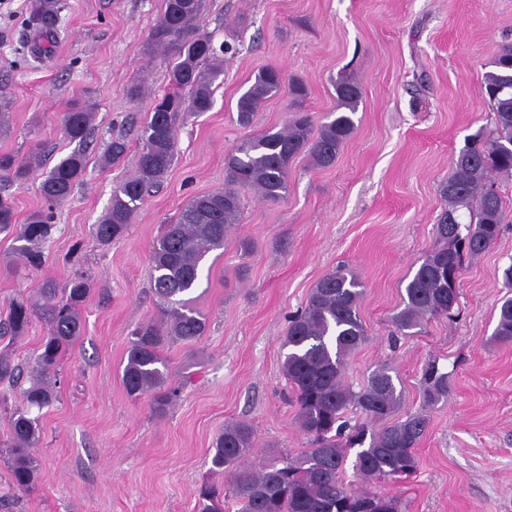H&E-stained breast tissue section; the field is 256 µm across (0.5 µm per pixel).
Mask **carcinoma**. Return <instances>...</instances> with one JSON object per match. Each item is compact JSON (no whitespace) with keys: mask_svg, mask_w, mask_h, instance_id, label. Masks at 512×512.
I'll use <instances>...</instances> for the list:
<instances>
[{"mask_svg":"<svg viewBox=\"0 0 512 512\" xmlns=\"http://www.w3.org/2000/svg\"><path fill=\"white\" fill-rule=\"evenodd\" d=\"M202 0H163V12L150 31L144 54L158 50L173 54L177 62L168 72L169 91L155 98L139 139L141 149L132 175L115 185L112 203L96 228L102 245L122 239L134 213L149 192L159 187L174 164L177 129L189 113L199 114L213 105V82L222 72L224 55L233 51L228 42L215 45L201 20ZM57 0H35L26 25L54 38ZM483 87L493 112L492 136L474 135L452 161V173L442 183L445 202L435 225L437 244L408 280L402 307L391 317L395 330L409 335L433 319L446 317L458 302L464 257L488 250L499 239L503 225L512 224L495 186L498 175L512 176V45L503 46L491 61ZM295 102L307 96L303 82L286 80L276 66H268L237 100V123L252 125L264 103L283 89ZM362 97L361 86L341 76L336 81V111L330 121L314 129L315 118L295 112L279 129H268L241 140L225 162L224 189L198 195L163 227L153 244L151 261L157 321L138 325L131 333L122 382L132 397L149 394L152 410L166 413L176 397L168 384L163 357L166 346L191 343L207 330L206 317L181 295L198 283L202 261L231 242L230 232L240 222L241 192L249 190L269 202L288 196L289 168L304 153L312 165L329 167L352 137L353 116ZM95 113L77 106L62 115L67 139L80 145L90 136ZM127 151L114 140L101 157L112 166ZM87 166L84 150L61 158L44 176L40 191L47 208L16 224L12 197L0 194V234L19 243L16 253L35 267L42 264V244L53 228V207L66 201L82 180ZM31 165L12 154L0 155V180L22 181ZM89 292L82 276L69 279L64 288L43 289L39 301H15L0 337L20 336L35 316L50 326L49 334L29 372V386L21 389L22 403L9 417L10 437L3 444L8 479L18 492L30 491L36 479L33 449L39 443L37 412L57 399L59 368L81 333L82 306ZM365 288L349 266L341 264L312 288L306 305L288 319L282 372L297 406L296 420L309 439V448L296 456H280L257 468L242 464L255 451V433L246 422L224 427L215 443L211 471L224 476V484L206 483L199 491L201 512H226V501L236 512H398L392 495L356 489L345 481L349 451H355L353 470L362 481L395 480L417 471L418 444L429 425L424 412L395 418L401 403L392 368L382 365L358 391L343 381L350 357L367 339L359 310ZM497 343H512V297L499 307L493 333ZM24 368L8 353H0V382L18 383ZM423 402L435 406L448 398V374L429 363L422 375ZM359 409L362 422L346 413Z\"/></svg>","mask_w":512,"mask_h":512,"instance_id":"carcinoma-1","label":"carcinoma"}]
</instances>
